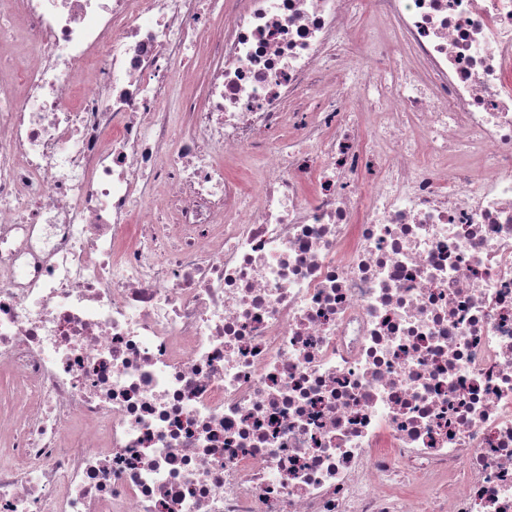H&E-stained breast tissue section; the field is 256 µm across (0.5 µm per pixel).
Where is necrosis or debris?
Segmentation results:
<instances>
[{
  "mask_svg": "<svg viewBox=\"0 0 512 512\" xmlns=\"http://www.w3.org/2000/svg\"><path fill=\"white\" fill-rule=\"evenodd\" d=\"M0 374V512H512V0H0Z\"/></svg>",
  "mask_w": 512,
  "mask_h": 512,
  "instance_id": "1",
  "label": "necrosis or debris"
}]
</instances>
